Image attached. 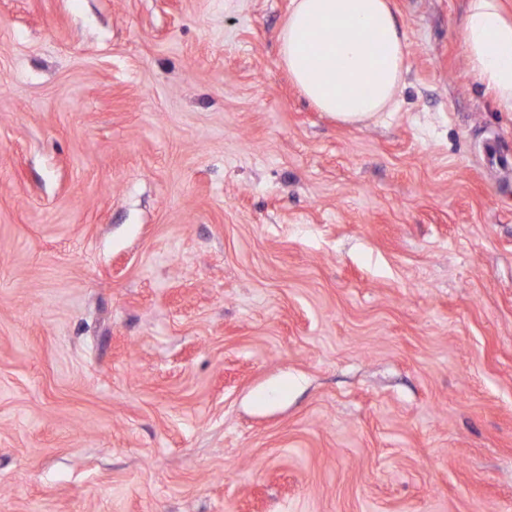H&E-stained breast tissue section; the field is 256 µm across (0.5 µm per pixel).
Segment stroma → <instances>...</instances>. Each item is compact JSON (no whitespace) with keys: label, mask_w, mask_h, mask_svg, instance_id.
Returning a JSON list of instances; mask_svg holds the SVG:
<instances>
[{"label":"stroma","mask_w":512,"mask_h":512,"mask_svg":"<svg viewBox=\"0 0 512 512\" xmlns=\"http://www.w3.org/2000/svg\"><path fill=\"white\" fill-rule=\"evenodd\" d=\"M391 4L346 125L291 0H0V512H512V112ZM280 58L319 111L360 124L387 111L406 69L408 38L390 0H291Z\"/></svg>","instance_id":"obj_1"}]
</instances>
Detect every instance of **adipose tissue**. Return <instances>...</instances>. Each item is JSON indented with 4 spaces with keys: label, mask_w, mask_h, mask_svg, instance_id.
Listing matches in <instances>:
<instances>
[{
    "label": "adipose tissue",
    "mask_w": 512,
    "mask_h": 512,
    "mask_svg": "<svg viewBox=\"0 0 512 512\" xmlns=\"http://www.w3.org/2000/svg\"><path fill=\"white\" fill-rule=\"evenodd\" d=\"M291 2L279 53L304 97L345 124L393 106L408 38L390 0ZM463 34L471 73L512 110V17L501 0H468Z\"/></svg>",
    "instance_id": "1"
}]
</instances>
